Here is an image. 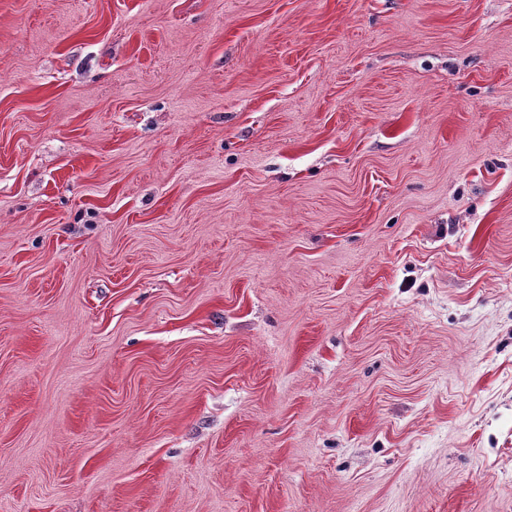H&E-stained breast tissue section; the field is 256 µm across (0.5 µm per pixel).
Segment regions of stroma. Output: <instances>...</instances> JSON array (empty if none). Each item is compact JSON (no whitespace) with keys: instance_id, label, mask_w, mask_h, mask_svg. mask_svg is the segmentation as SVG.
Here are the masks:
<instances>
[{"instance_id":"35a3bbf8","label":"stroma","mask_w":512,"mask_h":512,"mask_svg":"<svg viewBox=\"0 0 512 512\" xmlns=\"http://www.w3.org/2000/svg\"><path fill=\"white\" fill-rule=\"evenodd\" d=\"M0 512H512V0H0Z\"/></svg>"}]
</instances>
